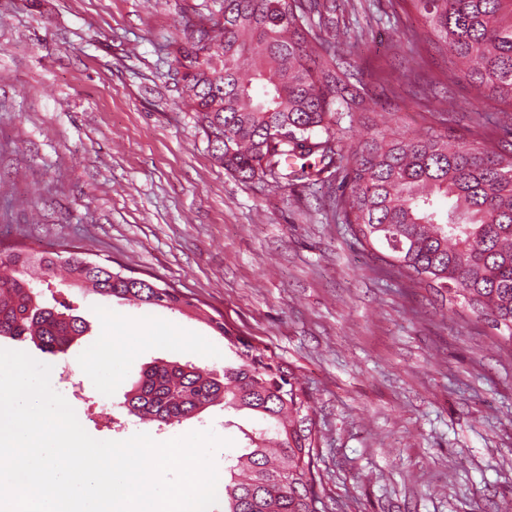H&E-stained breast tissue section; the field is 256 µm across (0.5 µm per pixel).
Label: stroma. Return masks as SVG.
<instances>
[{
	"mask_svg": "<svg viewBox=\"0 0 512 512\" xmlns=\"http://www.w3.org/2000/svg\"><path fill=\"white\" fill-rule=\"evenodd\" d=\"M341 29H362L350 58L376 112L342 117L350 150L380 114L402 132L464 130L467 112L420 103L397 83L407 0H350ZM184 0H0V251L122 266L223 314L272 351L309 397L325 512H504L512 502V344L462 301L444 302L361 246L317 186L243 182L213 159L170 78L167 41ZM58 302L87 326L69 350L86 387L68 397L85 431L165 442L227 439L217 469L261 420L223 406L157 429L127 417L124 395L157 361L222 369L223 336L177 311L105 300L60 282ZM152 324L157 338L92 358Z\"/></svg>",
	"mask_w": 512,
	"mask_h": 512,
	"instance_id": "stroma-1",
	"label": "stroma"
}]
</instances>
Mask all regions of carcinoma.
Instances as JSON below:
<instances>
[{
  "instance_id": "carcinoma-1",
  "label": "carcinoma",
  "mask_w": 512,
  "mask_h": 512,
  "mask_svg": "<svg viewBox=\"0 0 512 512\" xmlns=\"http://www.w3.org/2000/svg\"><path fill=\"white\" fill-rule=\"evenodd\" d=\"M428 29V44L448 58L444 80L420 84L416 32L405 34L415 67L403 78L423 103L439 87L467 80L478 91L468 137L451 129L409 136L375 131L356 148H339L336 114L363 117L377 102L346 61L359 32H341L338 0H203L181 12L169 42L184 70L182 103L198 113L212 157L233 177L286 182L341 175L336 214L359 241L389 252L390 265L450 302L461 297L512 341V152L487 138L512 131V0H409ZM318 23H313V17ZM300 160V167L294 162ZM448 201L442 209L438 199ZM105 299L160 306L204 317L228 341H240L224 317L209 315L180 290L124 274L74 251L0 253V338L30 340L57 356L85 332L78 317L49 307L30 270ZM223 374L192 364L148 366L125 395L139 422L163 428L224 403L269 428L247 436L227 468L224 512H318L315 446L305 426L304 391L275 356L236 347Z\"/></svg>"
}]
</instances>
